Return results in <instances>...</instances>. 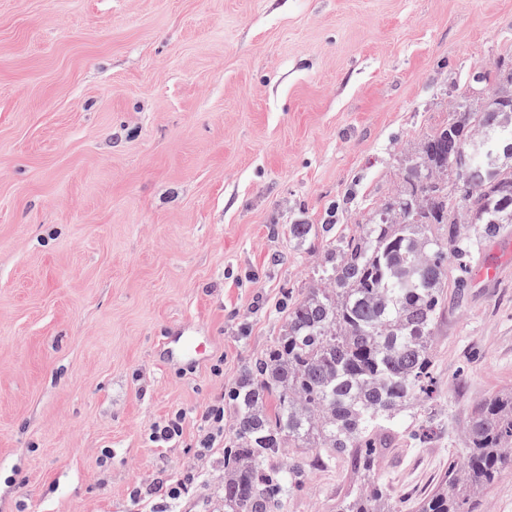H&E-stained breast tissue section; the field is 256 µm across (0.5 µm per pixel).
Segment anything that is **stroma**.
I'll return each mask as SVG.
<instances>
[{
	"label": "stroma",
	"instance_id": "1",
	"mask_svg": "<svg viewBox=\"0 0 512 512\" xmlns=\"http://www.w3.org/2000/svg\"><path fill=\"white\" fill-rule=\"evenodd\" d=\"M500 63L512 0H0V512H224L225 391L317 286L325 235L371 223ZM482 257L497 278L449 295L434 399L378 460L400 512L512 389V234ZM184 332L212 342L189 370L161 343ZM360 487L337 457L286 512Z\"/></svg>",
	"mask_w": 512,
	"mask_h": 512
}]
</instances>
